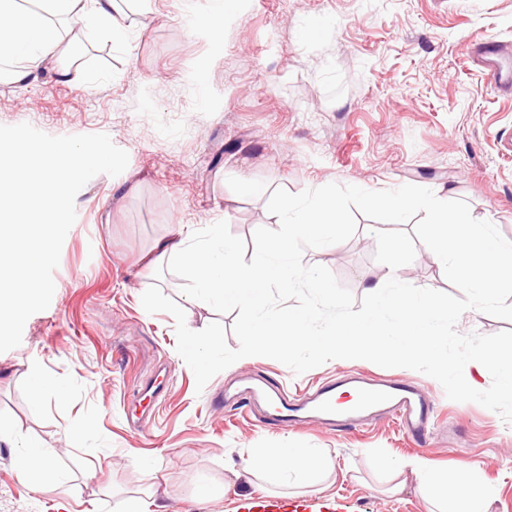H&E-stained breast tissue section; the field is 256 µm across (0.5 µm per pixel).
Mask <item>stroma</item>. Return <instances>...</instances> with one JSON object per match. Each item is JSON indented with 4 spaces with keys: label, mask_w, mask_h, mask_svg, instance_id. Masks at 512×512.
I'll return each mask as SVG.
<instances>
[{
    "label": "stroma",
    "mask_w": 512,
    "mask_h": 512,
    "mask_svg": "<svg viewBox=\"0 0 512 512\" xmlns=\"http://www.w3.org/2000/svg\"><path fill=\"white\" fill-rule=\"evenodd\" d=\"M115 40L77 21L70 48L86 79L62 81L57 60L17 81L0 62V125L52 136L104 133L129 156L118 176L93 177L75 200L49 307L26 322L21 344L0 353V512H122L159 470L167 512H244L259 499L233 464L254 448H317L334 470L316 493L270 485L293 512H428L414 483L394 491L382 461L423 455L451 470L480 466L490 512H512V424L474 402L447 398L435 379L365 360L330 361L302 374L246 358L204 390L176 351L175 320L148 313L153 284L202 329L218 314L159 272L158 240L177 224L226 221L251 240L277 228L267 195L329 183L367 190L413 184L468 203L474 218L512 240V99L499 98L462 54L475 35L512 41V0H122ZM263 187L246 193L243 183ZM348 241L304 253L355 297L385 272L374 259L379 222L358 217ZM416 286L454 293L424 245L401 269ZM52 384L32 401L34 376ZM349 375L405 379L430 396L425 438L377 411L339 429L270 419L266 385L315 393ZM55 452L61 481L36 490L19 473L24 445ZM101 468L102 480L89 478Z\"/></svg>",
    "instance_id": "obj_1"
}]
</instances>
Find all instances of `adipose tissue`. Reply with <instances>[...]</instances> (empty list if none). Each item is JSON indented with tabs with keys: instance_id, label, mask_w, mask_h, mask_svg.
I'll use <instances>...</instances> for the list:
<instances>
[{
	"instance_id": "obj_1",
	"label": "adipose tissue",
	"mask_w": 512,
	"mask_h": 512,
	"mask_svg": "<svg viewBox=\"0 0 512 512\" xmlns=\"http://www.w3.org/2000/svg\"><path fill=\"white\" fill-rule=\"evenodd\" d=\"M118 0H38L34 10H20L17 0H0V56L22 62L16 79L36 74L47 59L56 57L67 18L90 17L107 34H123ZM396 476L413 479L426 497L431 512H487L491 490L478 466L461 464L447 474L429 458L416 455L391 462ZM19 469L26 481L42 488L59 481L53 450L30 446L19 455ZM242 470L258 478L270 477L311 492L319 479L333 470L330 457L315 448H257L244 459Z\"/></svg>"
}]
</instances>
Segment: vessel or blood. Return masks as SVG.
Wrapping results in <instances>:
<instances>
[{
	"instance_id": "vessel-or-blood-1",
	"label": "vessel or blood",
	"mask_w": 512,
	"mask_h": 512,
	"mask_svg": "<svg viewBox=\"0 0 512 512\" xmlns=\"http://www.w3.org/2000/svg\"><path fill=\"white\" fill-rule=\"evenodd\" d=\"M466 55L483 72L494 92L512 97V43L494 38H477L467 45ZM347 383L361 395L359 404L354 408L337 411L334 396L324 387L313 396H291L280 400L277 411L279 421L293 423L316 417L322 420L338 418L352 423L364 418L375 406L382 405L390 412L399 414L413 436L422 437L429 431L431 402L414 383L407 380L375 381L360 376L348 377Z\"/></svg>"
}]
</instances>
